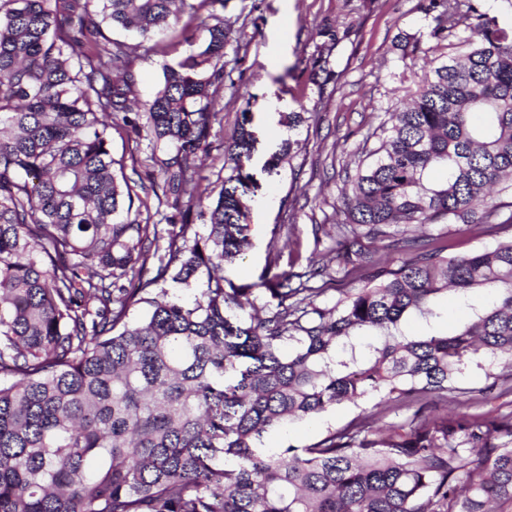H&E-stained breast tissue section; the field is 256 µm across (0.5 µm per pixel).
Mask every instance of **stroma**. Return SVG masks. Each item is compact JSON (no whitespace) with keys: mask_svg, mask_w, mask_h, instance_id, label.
<instances>
[{"mask_svg":"<svg viewBox=\"0 0 512 512\" xmlns=\"http://www.w3.org/2000/svg\"><path fill=\"white\" fill-rule=\"evenodd\" d=\"M418 0H224V17L231 24L224 47V88L216 99L220 124L212 129V148L198 165L203 180V201L213 199L224 177L225 150L234 141L243 111H250L258 143L244 170L253 176L256 188L249 196L248 222L251 248L224 274L235 284L259 281L268 260L277 271H300L315 248L313 227L332 225L342 218L344 180L359 161V144L377 148L385 111L402 91L413 86L431 60L456 55V37L439 41L430 28ZM325 23L345 30L337 44L328 71L338 78V88L329 97H318L309 81L315 44L311 35ZM113 39L135 48L128 59L113 64L115 75L132 72L135 78L133 110L112 118L110 149L115 174L125 176L137 198L134 211H149L160 230L182 222L191 211L196 230H203L197 202L181 199L162 204L155 197L149 176L161 161L175 153L171 145L153 144L146 133L145 109L163 81L164 64L189 52L188 44L170 46L167 54L138 49L136 36L112 31ZM416 43L415 56L404 55L406 45ZM306 109L319 113V123L289 130L288 113ZM297 140L292 159L279 162L272 171L264 164L282 140ZM201 200V201H202ZM512 239V224L499 225L491 235L457 224L443 225L437 241L446 254L462 256ZM483 368L471 365L458 374L455 397L449 407L464 403L470 412L512 411V398L492 402L472 399L482 388ZM372 414L375 425L396 420L398 413L372 396L360 406L343 404L315 421L290 425L288 438L303 446L318 440L326 430L344 427L357 413Z\"/></svg>","mask_w":512,"mask_h":512,"instance_id":"1","label":"stroma"}]
</instances>
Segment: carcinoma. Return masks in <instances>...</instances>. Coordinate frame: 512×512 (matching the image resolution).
<instances>
[{"label": "carcinoma", "instance_id": "1", "mask_svg": "<svg viewBox=\"0 0 512 512\" xmlns=\"http://www.w3.org/2000/svg\"><path fill=\"white\" fill-rule=\"evenodd\" d=\"M224 0H0V512H495L512 503V412L437 414L425 405L373 428L360 413L299 447L274 442L293 420L382 394L396 407L448 398L491 358L486 397L512 393V240L463 256L435 246L438 224H512L491 189L512 181V31L479 0H418L430 36L460 25L468 49L392 103L374 159L356 166L345 220L326 234L336 267L271 274L266 316L250 285L224 276L251 246L247 177L255 132L242 110L230 173L206 233L183 214L117 221L133 204L112 170L108 119L130 112L134 78L112 77L124 45L170 32L197 48L163 67L148 105L153 141L172 142L164 198L194 199L211 147L229 29ZM311 82L336 47L316 30ZM444 170L442 181L430 173ZM402 254L379 267L366 241ZM156 258L154 270L148 256ZM355 276L329 305L308 285ZM202 285L183 301L160 284ZM453 290L470 315L434 332ZM489 300L479 306L473 294ZM144 304L136 321L126 318ZM419 319L428 332L412 334Z\"/></svg>", "mask_w": 512, "mask_h": 512}]
</instances>
